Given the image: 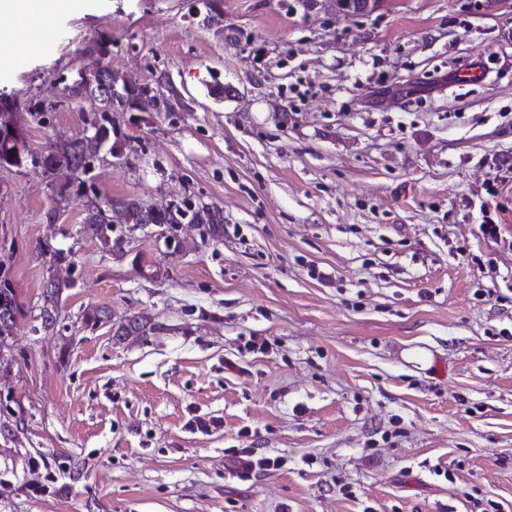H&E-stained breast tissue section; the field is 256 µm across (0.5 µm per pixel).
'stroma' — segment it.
Wrapping results in <instances>:
<instances>
[{"mask_svg":"<svg viewBox=\"0 0 512 512\" xmlns=\"http://www.w3.org/2000/svg\"><path fill=\"white\" fill-rule=\"evenodd\" d=\"M213 4L84 0L52 51L0 47L24 59L0 93L50 103L111 40L171 109L113 113L101 198L224 211L221 238L127 228L116 257L42 167L0 168V512H512V8ZM90 108L26 121L29 150ZM132 315L152 331L118 335ZM244 448L278 467L243 474ZM9 267L5 260H0V346L12 334L16 321L17 302L15 292L9 280ZM9 314L5 318V314ZM44 291V305L41 312V327L44 330L54 329L56 326V317L53 314L56 312L57 296L59 295L60 284L55 281L51 276L45 285Z\"/></svg>","mask_w":512,"mask_h":512,"instance_id":"1","label":"stroma"}]
</instances>
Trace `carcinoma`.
Wrapping results in <instances>:
<instances>
[{"label": "carcinoma", "instance_id": "obj_1", "mask_svg": "<svg viewBox=\"0 0 512 512\" xmlns=\"http://www.w3.org/2000/svg\"><path fill=\"white\" fill-rule=\"evenodd\" d=\"M102 62L97 72L88 78L60 76L57 83L62 85L58 103L91 98L98 102L96 111L82 116V121L96 127V133L90 137H79L63 144L49 143L42 152L34 154L26 146L25 130L14 120L20 111L17 99L10 95H0V119H8L13 130L0 133V168H21L30 162L42 165L45 172L51 173L50 188L56 202L69 200L74 189L97 195L96 188L88 183L85 175L92 169L99 153L106 149L112 155L123 153L124 146L119 140H112V113L122 112L129 106L134 97H141L151 92L147 87L135 88L112 72L104 59L109 55L108 46L103 44L99 49ZM106 78L112 85V94L104 96L99 93L100 78ZM56 103V104H58ZM56 104L45 105L43 101L29 103L28 114L40 125L47 124L50 112L56 110ZM109 213H104L92 202L86 206L83 218L85 228L99 241L102 248L111 255L121 256L122 240L112 237L114 225L127 224L133 228L146 224H198L204 233L218 237L224 232V211L209 205L170 204L165 209H155L144 205L134 198L109 200ZM60 284L49 278L45 285L44 305L41 312V328L50 330L56 326L54 313L57 307V296ZM17 302L15 292L9 280V267L6 261L0 260V346L12 334L16 321ZM148 321L138 317H130L121 324L118 331L124 335L137 333L147 334Z\"/></svg>", "mask_w": 512, "mask_h": 512}]
</instances>
